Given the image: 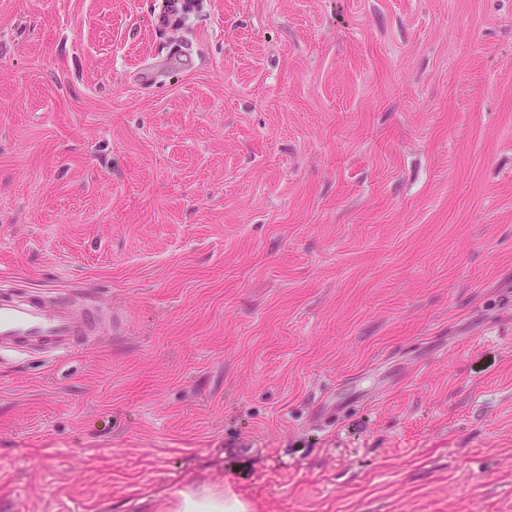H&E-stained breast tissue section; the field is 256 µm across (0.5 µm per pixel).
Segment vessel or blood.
Instances as JSON below:
<instances>
[{"mask_svg": "<svg viewBox=\"0 0 512 512\" xmlns=\"http://www.w3.org/2000/svg\"><path fill=\"white\" fill-rule=\"evenodd\" d=\"M104 314L66 298L19 296L0 289V353L47 352L60 357L94 339Z\"/></svg>", "mask_w": 512, "mask_h": 512, "instance_id": "obj_1", "label": "vessel or blood"}]
</instances>
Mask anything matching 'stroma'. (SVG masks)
<instances>
[{
    "label": "stroma",
    "mask_w": 512,
    "mask_h": 512,
    "mask_svg": "<svg viewBox=\"0 0 512 512\" xmlns=\"http://www.w3.org/2000/svg\"><path fill=\"white\" fill-rule=\"evenodd\" d=\"M0 512H512V0H0ZM104 314L67 298L18 296L0 289V353L47 352L61 357L99 336ZM251 503L230 489L183 492L172 512H253Z\"/></svg>",
    "instance_id": "35a3bbf8"
}]
</instances>
